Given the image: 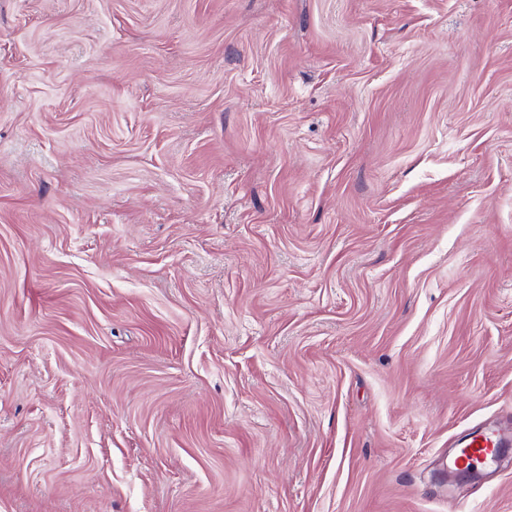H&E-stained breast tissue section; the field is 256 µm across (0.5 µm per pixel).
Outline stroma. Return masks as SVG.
<instances>
[{"mask_svg":"<svg viewBox=\"0 0 512 512\" xmlns=\"http://www.w3.org/2000/svg\"><path fill=\"white\" fill-rule=\"evenodd\" d=\"M512 0H0V512H512ZM511 451L508 436L494 428H482L474 432L457 451L453 470L463 475L475 474L478 465L492 466Z\"/></svg>","mask_w":512,"mask_h":512,"instance_id":"35a3bbf8","label":"stroma"}]
</instances>
